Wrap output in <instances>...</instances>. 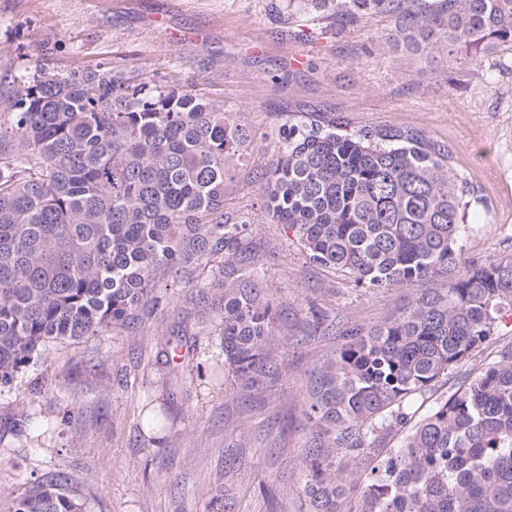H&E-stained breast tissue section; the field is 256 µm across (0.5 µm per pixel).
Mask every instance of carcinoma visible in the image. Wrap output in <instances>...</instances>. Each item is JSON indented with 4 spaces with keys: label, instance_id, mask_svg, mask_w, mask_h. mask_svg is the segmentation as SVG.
I'll return each mask as SVG.
<instances>
[{
    "label": "carcinoma",
    "instance_id": "cac0c4a2",
    "mask_svg": "<svg viewBox=\"0 0 512 512\" xmlns=\"http://www.w3.org/2000/svg\"><path fill=\"white\" fill-rule=\"evenodd\" d=\"M298 36L375 13L386 40L459 60L512 49V0H304ZM0 123V388L57 343L137 331L158 286L219 260L194 301L218 323L229 372L272 377L282 304L255 266L254 213L224 198L252 132L232 110L113 69L41 66L10 81ZM260 212L309 263L375 291L417 286L400 313L338 330L312 375L305 415V512H512V345L422 417L413 404L512 322V259L460 263L457 242L481 197L443 145L403 127L348 129L334 112L283 124L259 174ZM182 326L160 353L179 365ZM397 445H391L394 436ZM14 512H84L55 471Z\"/></svg>",
    "mask_w": 512,
    "mask_h": 512
}]
</instances>
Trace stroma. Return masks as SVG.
Masks as SVG:
<instances>
[{"label": "stroma", "mask_w": 512, "mask_h": 512, "mask_svg": "<svg viewBox=\"0 0 512 512\" xmlns=\"http://www.w3.org/2000/svg\"><path fill=\"white\" fill-rule=\"evenodd\" d=\"M271 0H0V76L47 64L59 70L117 68L172 87H190L235 112L255 139L225 206L257 210V172L274 156L287 120L335 112L352 126L422 131L452 153V168L486 207L459 240L462 259L512 258V50L465 63L420 55L385 40L389 15L328 39L299 38ZM269 248L260 270L282 303L270 353L279 373L242 388L223 362L219 330L190 302L195 278L168 281L137 332L111 329L61 344L0 393V512L35 478L57 470L86 512H304L299 478L312 432L304 416L309 375L335 350L337 328L371 327L412 298V286L355 288L310 264L281 225L258 221ZM321 312L325 335L304 322ZM183 325L191 345L179 370L162 364L160 341ZM512 342L503 326L488 348L439 379L444 399L462 374ZM166 430L144 427L146 405ZM29 413L21 431L13 417Z\"/></svg>", "instance_id": "35a3bbf8"}]
</instances>
